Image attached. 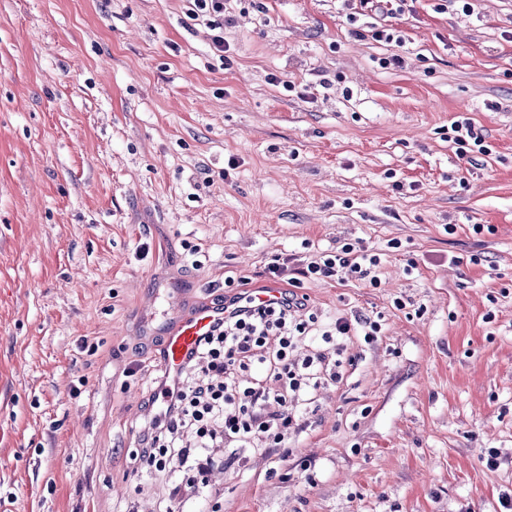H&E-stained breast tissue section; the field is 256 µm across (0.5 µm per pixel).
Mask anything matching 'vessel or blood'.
I'll return each instance as SVG.
<instances>
[{"label": "vessel or blood", "instance_id": "1", "mask_svg": "<svg viewBox=\"0 0 512 512\" xmlns=\"http://www.w3.org/2000/svg\"><path fill=\"white\" fill-rule=\"evenodd\" d=\"M235 306L203 305L193 313L180 318L172 329L165 346L163 363L169 374L179 376L190 351L201 338L207 336L216 321L235 313Z\"/></svg>", "mask_w": 512, "mask_h": 512}]
</instances>
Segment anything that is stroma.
<instances>
[{"label":"stroma","mask_w":512,"mask_h":512,"mask_svg":"<svg viewBox=\"0 0 512 512\" xmlns=\"http://www.w3.org/2000/svg\"><path fill=\"white\" fill-rule=\"evenodd\" d=\"M262 2L228 0L219 55L190 0H0V512H166L176 478L136 453L176 319L346 242L379 285L302 291L381 336L287 449H227L184 512L512 493V0H422L383 19L400 46L339 0ZM461 117L488 154L458 156Z\"/></svg>","instance_id":"35a3bbf8"}]
</instances>
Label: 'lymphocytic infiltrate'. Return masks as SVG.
<instances>
[{"instance_id": "1", "label": "lymphocytic infiltrate", "mask_w": 512, "mask_h": 512, "mask_svg": "<svg viewBox=\"0 0 512 512\" xmlns=\"http://www.w3.org/2000/svg\"><path fill=\"white\" fill-rule=\"evenodd\" d=\"M379 253L346 243L304 260L277 256L267 263L268 279L285 283L278 302L244 306L215 324L191 352L176 384L161 380L146 407L152 412L139 442V460L149 473H176L180 481L168 512L207 484L223 464L230 446L287 447L304 424L296 406L316 389L321 375L339 382L355 356L346 354L353 338L377 341L379 320L357 315L321 322L317 314L296 319L307 310L303 281L366 280L378 285ZM321 337L323 344L299 351L303 338Z\"/></svg>"}]
</instances>
